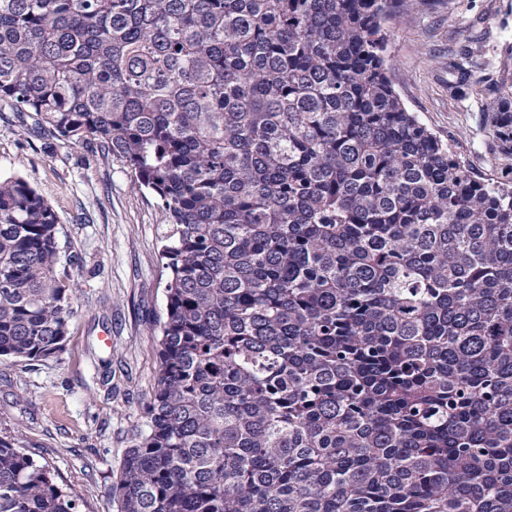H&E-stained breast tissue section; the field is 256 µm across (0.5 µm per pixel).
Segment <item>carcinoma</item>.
I'll list each match as a JSON object with an SVG mask.
<instances>
[{"mask_svg": "<svg viewBox=\"0 0 512 512\" xmlns=\"http://www.w3.org/2000/svg\"><path fill=\"white\" fill-rule=\"evenodd\" d=\"M398 3L0 0V102L119 162L168 221L118 512H512V185L394 90ZM483 120L512 158V99ZM59 234L0 179V357L65 348ZM0 512L78 494L1 436Z\"/></svg>", "mask_w": 512, "mask_h": 512, "instance_id": "1", "label": "carcinoma"}]
</instances>
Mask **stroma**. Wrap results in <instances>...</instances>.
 I'll use <instances>...</instances> for the list:
<instances>
[{"label": "stroma", "mask_w": 512, "mask_h": 512, "mask_svg": "<svg viewBox=\"0 0 512 512\" xmlns=\"http://www.w3.org/2000/svg\"><path fill=\"white\" fill-rule=\"evenodd\" d=\"M394 87L409 111L478 174L512 182V160L494 155L482 121L485 86L512 98V0H403L392 21ZM475 38L473 92H448V66ZM26 180L55 209L62 255L80 288L64 351L28 364L0 360V436L80 495L81 512H117L109 493L159 369L164 315L161 249L167 220L152 193L132 188L118 162L94 150L19 134L0 103V178Z\"/></svg>", "instance_id": "35a3bbf8"}]
</instances>
